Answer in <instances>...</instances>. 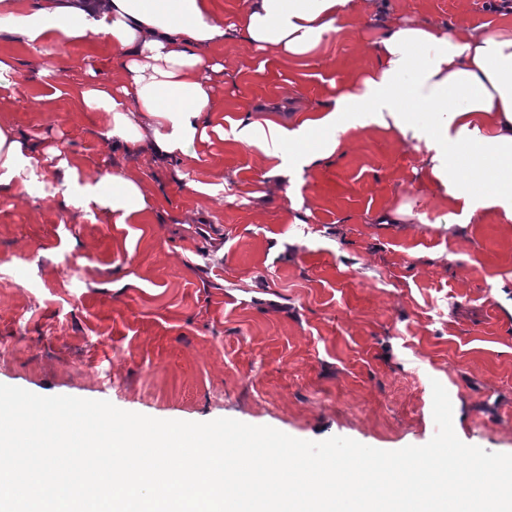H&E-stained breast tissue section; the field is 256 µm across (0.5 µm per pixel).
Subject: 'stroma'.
<instances>
[{
    "label": "stroma",
    "instance_id": "obj_1",
    "mask_svg": "<svg viewBox=\"0 0 512 512\" xmlns=\"http://www.w3.org/2000/svg\"><path fill=\"white\" fill-rule=\"evenodd\" d=\"M485 3L390 0L476 31ZM373 38L350 23L295 61L225 41L210 53L207 140L157 162L113 148L108 114L76 96L121 84L109 52L0 30L15 81L0 121L32 155L0 184V384L391 451L434 436L437 381L462 442L512 453V223H444V190L419 172L425 143L390 131L350 132L279 185L277 158L236 139L238 122L333 98L372 67ZM52 85L64 94L48 103ZM105 170L138 172L142 218L65 205ZM402 204L410 216L375 222Z\"/></svg>",
    "mask_w": 512,
    "mask_h": 512
}]
</instances>
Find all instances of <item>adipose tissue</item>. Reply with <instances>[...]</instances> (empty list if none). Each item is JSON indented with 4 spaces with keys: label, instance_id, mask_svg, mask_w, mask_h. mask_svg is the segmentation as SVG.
<instances>
[{
    "label": "adipose tissue",
    "instance_id": "obj_1",
    "mask_svg": "<svg viewBox=\"0 0 512 512\" xmlns=\"http://www.w3.org/2000/svg\"><path fill=\"white\" fill-rule=\"evenodd\" d=\"M352 18L377 31L374 65L294 126L240 123L239 141L269 147L281 161L275 179L318 166L351 131H392L406 147L426 142L422 168L445 192L446 223L480 213L512 221V11L479 33L393 14L387 0H245L229 25L215 18L213 0H0V28L25 46L98 35L117 52L122 86L89 84L82 101L108 113L113 145L155 159L190 155L206 136L209 49L242 39L298 59ZM30 161L27 144L0 122V183ZM148 200L142 179L125 173L97 175L83 195L118 224Z\"/></svg>",
    "mask_w": 512,
    "mask_h": 512
}]
</instances>
